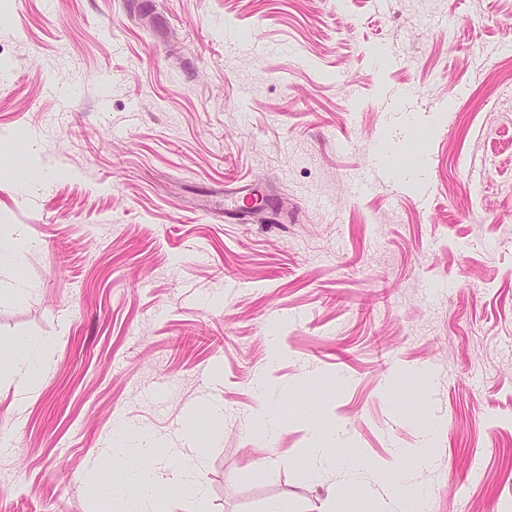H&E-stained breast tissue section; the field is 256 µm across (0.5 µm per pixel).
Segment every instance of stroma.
<instances>
[{"instance_id": "1", "label": "stroma", "mask_w": 512, "mask_h": 512, "mask_svg": "<svg viewBox=\"0 0 512 512\" xmlns=\"http://www.w3.org/2000/svg\"><path fill=\"white\" fill-rule=\"evenodd\" d=\"M230 180L277 223H225ZM20 232L0 340L53 369L27 400L0 371V512H99L120 419L203 451L161 512H394L403 476L512 512V0H0ZM433 422L432 465L402 456ZM335 426L350 460L311 476ZM37 242L32 238L18 234L7 242L0 243V262L5 261L14 265L22 264L28 253L37 247Z\"/></svg>"}]
</instances>
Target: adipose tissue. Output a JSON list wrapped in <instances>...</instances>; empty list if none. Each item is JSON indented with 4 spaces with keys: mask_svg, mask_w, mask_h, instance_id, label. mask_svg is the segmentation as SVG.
I'll use <instances>...</instances> for the list:
<instances>
[{
    "mask_svg": "<svg viewBox=\"0 0 512 512\" xmlns=\"http://www.w3.org/2000/svg\"><path fill=\"white\" fill-rule=\"evenodd\" d=\"M52 360L45 344L22 339L0 342V370L10 372L21 382H29L50 371ZM158 445L145 434L129 437L127 430H118L111 448L106 449L109 458L137 461L133 472L124 475L116 483L105 485L101 498L104 505L118 502L122 512H157L162 495L161 478L150 468V460L156 459Z\"/></svg>",
    "mask_w": 512,
    "mask_h": 512,
    "instance_id": "adipose-tissue-1",
    "label": "adipose tissue"
}]
</instances>
